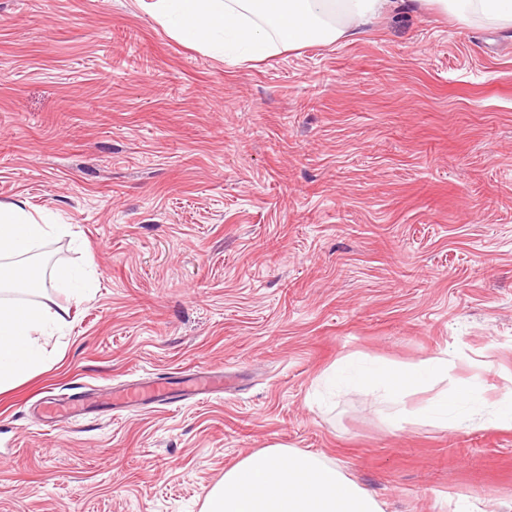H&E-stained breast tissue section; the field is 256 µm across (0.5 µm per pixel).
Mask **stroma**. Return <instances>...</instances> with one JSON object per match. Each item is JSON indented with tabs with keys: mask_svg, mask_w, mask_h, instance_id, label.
I'll return each instance as SVG.
<instances>
[{
	"mask_svg": "<svg viewBox=\"0 0 512 512\" xmlns=\"http://www.w3.org/2000/svg\"><path fill=\"white\" fill-rule=\"evenodd\" d=\"M85 272L58 361L0 393V512H200L240 458L320 455L384 512H512V27L418 0L257 63L138 0H0V202ZM441 357L464 426L325 387L337 361ZM223 368L200 402L35 401ZM437 388V389H438Z\"/></svg>",
	"mask_w": 512,
	"mask_h": 512,
	"instance_id": "obj_1",
	"label": "stroma"
}]
</instances>
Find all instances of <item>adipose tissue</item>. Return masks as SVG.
Instances as JSON below:
<instances>
[{
  "label": "adipose tissue",
  "mask_w": 512,
  "mask_h": 512,
  "mask_svg": "<svg viewBox=\"0 0 512 512\" xmlns=\"http://www.w3.org/2000/svg\"><path fill=\"white\" fill-rule=\"evenodd\" d=\"M405 0H154L156 20L182 42L239 63L299 49L313 42L353 36ZM458 17L478 15L512 25V0H440ZM66 225L33 214L25 202H0V393L50 370L49 339L68 324L67 308L49 296L47 281L67 283L73 270L43 276L35 252L62 237ZM448 373V362L412 365L378 362L364 368L334 367L328 377L368 388L397 402L412 389ZM476 392L461 386L438 393L426 410L433 424L464 421ZM202 512H383L380 503L340 467L317 455L274 445L242 457L207 493Z\"/></svg>",
  "instance_id": "adipose-tissue-1"
}]
</instances>
